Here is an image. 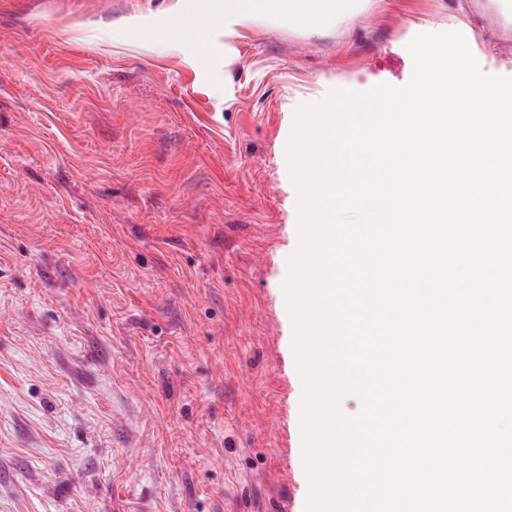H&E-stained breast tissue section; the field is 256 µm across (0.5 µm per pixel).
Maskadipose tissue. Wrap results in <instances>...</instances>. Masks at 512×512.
Segmentation results:
<instances>
[{"label": "adipose tissue", "instance_id": "adipose-tissue-1", "mask_svg": "<svg viewBox=\"0 0 512 512\" xmlns=\"http://www.w3.org/2000/svg\"><path fill=\"white\" fill-rule=\"evenodd\" d=\"M368 0H224V13L248 27L262 20L288 18L310 26L339 18Z\"/></svg>", "mask_w": 512, "mask_h": 512}]
</instances>
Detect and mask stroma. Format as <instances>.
I'll list each match as a JSON object with an SVG mask.
<instances>
[{
    "label": "stroma",
    "instance_id": "stroma-1",
    "mask_svg": "<svg viewBox=\"0 0 512 512\" xmlns=\"http://www.w3.org/2000/svg\"><path fill=\"white\" fill-rule=\"evenodd\" d=\"M447 31L512 77V0H0V512H306L279 144ZM224 0V15L232 16L240 26L261 20L288 18L303 25L336 20L353 8L367 9L370 0Z\"/></svg>",
    "mask_w": 512,
    "mask_h": 512
}]
</instances>
